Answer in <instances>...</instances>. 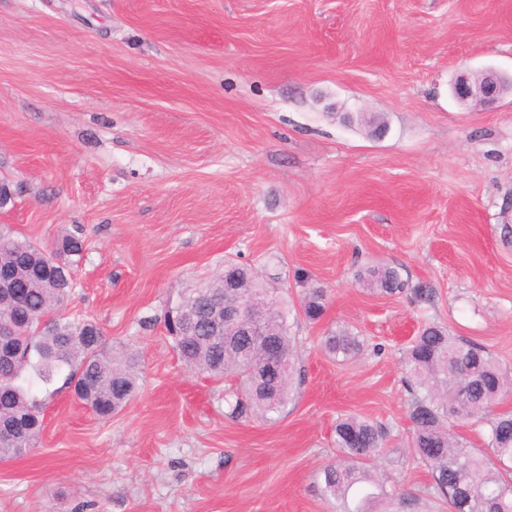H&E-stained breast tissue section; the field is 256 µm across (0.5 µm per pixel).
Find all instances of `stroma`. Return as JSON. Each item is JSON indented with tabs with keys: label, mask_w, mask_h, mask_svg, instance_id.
Wrapping results in <instances>:
<instances>
[{
	"label": "stroma",
	"mask_w": 512,
	"mask_h": 512,
	"mask_svg": "<svg viewBox=\"0 0 512 512\" xmlns=\"http://www.w3.org/2000/svg\"><path fill=\"white\" fill-rule=\"evenodd\" d=\"M487 65L512 72V0H0V226L81 236L64 312L141 356L110 419L48 399L37 447L0 460V512H331L344 415L381 425L379 470L426 497L401 347L436 322L512 374V98L451 94ZM228 259L291 308L327 292L289 320L293 399L268 421L233 416L235 378L188 370L164 328ZM378 265L409 291L363 288ZM339 327L364 340L344 364L320 345ZM327 293L324 288H308L300 304V313L308 320H318L325 311Z\"/></svg>",
	"instance_id": "stroma-1"
}]
</instances>
